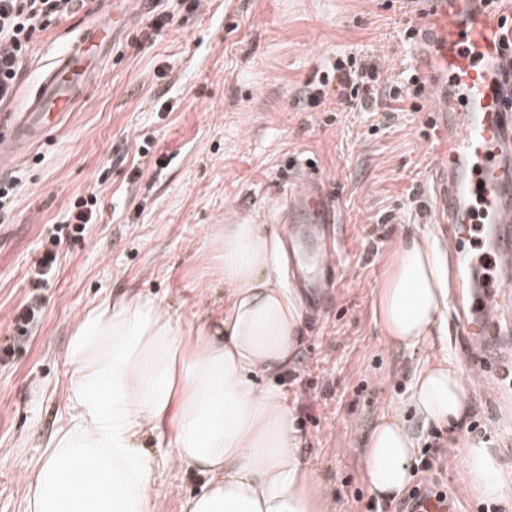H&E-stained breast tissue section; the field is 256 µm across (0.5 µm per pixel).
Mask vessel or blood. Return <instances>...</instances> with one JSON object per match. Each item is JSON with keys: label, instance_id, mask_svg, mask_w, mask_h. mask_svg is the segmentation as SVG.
Instances as JSON below:
<instances>
[{"label": "vessel or blood", "instance_id": "obj_1", "mask_svg": "<svg viewBox=\"0 0 512 512\" xmlns=\"http://www.w3.org/2000/svg\"><path fill=\"white\" fill-rule=\"evenodd\" d=\"M129 0H99L92 20L46 66L21 107L0 114V165L64 125L101 79L127 26ZM466 0H425L416 27V67L443 136L434 147L435 201L460 252V354L488 379L512 372V63L503 11L470 10ZM295 288L315 313L330 301L342 254L338 214L319 172L309 170L286 201ZM414 512H447L419 486Z\"/></svg>", "mask_w": 512, "mask_h": 512}]
</instances>
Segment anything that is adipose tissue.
Instances as JSON below:
<instances>
[{"mask_svg": "<svg viewBox=\"0 0 512 512\" xmlns=\"http://www.w3.org/2000/svg\"><path fill=\"white\" fill-rule=\"evenodd\" d=\"M210 247L207 273L224 296L198 323L184 324L152 293L131 289L89 307L74 325L70 425L29 480L27 512H155V473L172 462L202 478L182 512H334L272 381L303 341L302 308L281 281L282 239L269 224H224ZM450 286L446 243L422 233L400 239L374 297L387 343L407 349L442 335ZM409 404L425 424L458 427L469 411L460 367L429 359ZM150 437L156 449L147 447ZM417 451L400 414L378 420L363 464L377 499L402 492ZM461 452L477 498L512 497V466L499 449L469 441Z\"/></svg>", "mask_w": 512, "mask_h": 512, "instance_id": "obj_1", "label": "adipose tissue"}]
</instances>
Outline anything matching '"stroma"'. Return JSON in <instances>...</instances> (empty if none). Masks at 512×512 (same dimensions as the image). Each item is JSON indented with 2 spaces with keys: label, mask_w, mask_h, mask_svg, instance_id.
Wrapping results in <instances>:
<instances>
[{
  "label": "stroma",
  "mask_w": 512,
  "mask_h": 512,
  "mask_svg": "<svg viewBox=\"0 0 512 512\" xmlns=\"http://www.w3.org/2000/svg\"><path fill=\"white\" fill-rule=\"evenodd\" d=\"M419 0H176L170 24L153 31L156 0H132L126 32L101 82L65 127L1 172L15 178L0 220V512H27L28 478L69 424L65 352L89 306L128 288L156 294L188 320L224 295L205 273L213 225L247 219L278 224L296 175L313 168L341 209L344 286L321 320L305 318L303 346L282 389L305 436L301 454L317 470L335 512H380L363 481L368 432L407 411L418 367L432 355L457 360L451 336L412 349L389 345L373 293L397 239L437 234L432 192L437 128L425 98L379 100L348 110L335 91L310 95L336 59L375 64L405 86L415 42L404 30ZM95 0L34 43L9 112L22 104L56 53L94 11ZM155 138L151 157L139 136ZM98 193L104 219L63 228L78 198ZM60 230V264L38 323L15 317L30 291L42 238ZM470 416L456 434L433 437L410 419L420 448L444 459L430 484L458 512H512V500L476 499L457 450L467 440L502 448L512 463V385L469 387ZM198 484L168 466L157 475L158 512H181Z\"/></svg>",
  "instance_id": "stroma-1"
}]
</instances>
